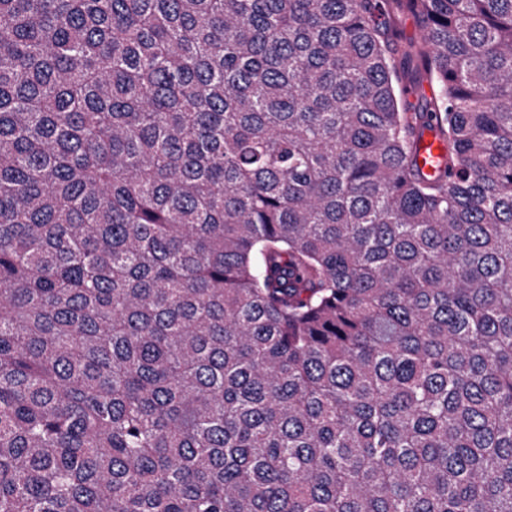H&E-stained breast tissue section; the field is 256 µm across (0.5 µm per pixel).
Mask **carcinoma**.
Returning <instances> with one entry per match:
<instances>
[{
    "instance_id": "1",
    "label": "carcinoma",
    "mask_w": 512,
    "mask_h": 512,
    "mask_svg": "<svg viewBox=\"0 0 512 512\" xmlns=\"http://www.w3.org/2000/svg\"><path fill=\"white\" fill-rule=\"evenodd\" d=\"M0 512H512V0H0ZM398 29L399 38L404 44L414 43L421 39V22L419 18L412 13L405 12L399 16ZM422 147L419 153V165L426 171L431 172L434 163L442 153V146L432 133H425L422 141Z\"/></svg>"
}]
</instances>
